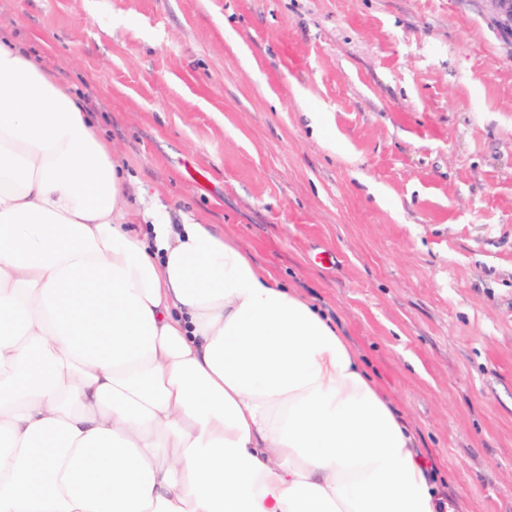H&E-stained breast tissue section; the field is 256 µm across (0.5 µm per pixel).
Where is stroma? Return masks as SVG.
<instances>
[{
    "label": "stroma",
    "instance_id": "stroma-1",
    "mask_svg": "<svg viewBox=\"0 0 512 512\" xmlns=\"http://www.w3.org/2000/svg\"><path fill=\"white\" fill-rule=\"evenodd\" d=\"M494 0H0L134 221L214 225L360 352L460 512H512V36Z\"/></svg>",
    "mask_w": 512,
    "mask_h": 512
}]
</instances>
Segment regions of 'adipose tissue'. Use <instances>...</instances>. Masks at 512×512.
Returning a JSON list of instances; mask_svg holds the SVG:
<instances>
[{
    "label": "adipose tissue",
    "mask_w": 512,
    "mask_h": 512,
    "mask_svg": "<svg viewBox=\"0 0 512 512\" xmlns=\"http://www.w3.org/2000/svg\"><path fill=\"white\" fill-rule=\"evenodd\" d=\"M125 208L76 97L0 40V512H456L326 316Z\"/></svg>",
    "instance_id": "obj_1"
}]
</instances>
